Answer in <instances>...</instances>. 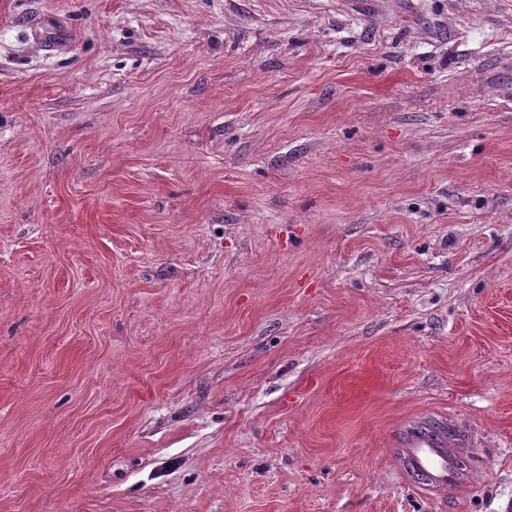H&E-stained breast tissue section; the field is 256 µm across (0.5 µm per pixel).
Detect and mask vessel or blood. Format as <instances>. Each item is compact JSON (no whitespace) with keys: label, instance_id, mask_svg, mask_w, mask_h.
Segmentation results:
<instances>
[{"label":"vessel or blood","instance_id":"vessel-or-blood-1","mask_svg":"<svg viewBox=\"0 0 512 512\" xmlns=\"http://www.w3.org/2000/svg\"><path fill=\"white\" fill-rule=\"evenodd\" d=\"M33 33L48 52L64 41L63 32L45 21L37 22ZM398 453L410 471L425 478L427 489L441 490L466 479L442 435L405 433Z\"/></svg>","mask_w":512,"mask_h":512}]
</instances>
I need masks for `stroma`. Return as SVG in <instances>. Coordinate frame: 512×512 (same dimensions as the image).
Instances as JSON below:
<instances>
[{
  "label": "stroma",
  "mask_w": 512,
  "mask_h": 512,
  "mask_svg": "<svg viewBox=\"0 0 512 512\" xmlns=\"http://www.w3.org/2000/svg\"><path fill=\"white\" fill-rule=\"evenodd\" d=\"M0 512H512V0H0ZM33 33L41 41L45 51L48 52L53 51L55 47L61 46L65 37L60 29L45 21L37 22L33 27ZM399 446L398 454L407 469L426 478L425 486L429 490L445 489L467 478L458 469L445 438L438 433L429 436L406 432Z\"/></svg>",
  "instance_id": "stroma-1"
}]
</instances>
